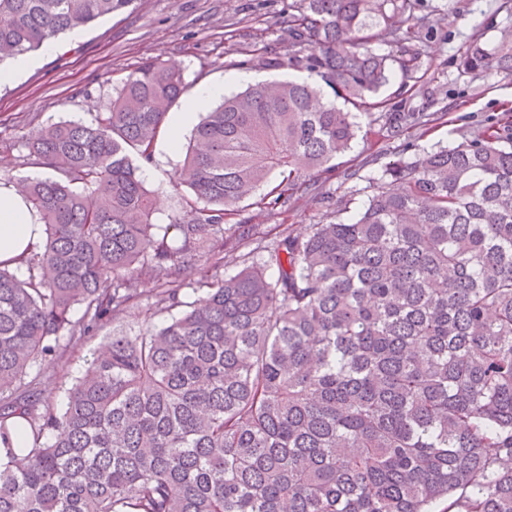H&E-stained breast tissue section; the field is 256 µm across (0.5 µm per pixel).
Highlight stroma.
I'll use <instances>...</instances> for the list:
<instances>
[{
  "label": "stroma",
  "instance_id": "stroma-1",
  "mask_svg": "<svg viewBox=\"0 0 512 512\" xmlns=\"http://www.w3.org/2000/svg\"><path fill=\"white\" fill-rule=\"evenodd\" d=\"M288 2L146 0L88 27L80 39L62 36L54 53L34 52L32 67L0 84V132L17 143L13 153L0 156V170L15 180L50 176V169L23 163L25 137L59 121H93L103 101L151 58L179 65L192 91L222 83L227 93H234L227 79L237 74L268 82L301 78V71L292 68L267 69L246 60L267 44L287 53L282 36ZM415 14L431 25L421 56L424 84L409 88L396 71L382 94L402 109L439 113V120L425 133L406 139L391 134L382 121L363 123L351 150L336 159L332 175L320 176L319 194L299 197L288 211L276 215L252 202L242 203L240 215L252 223L254 243L268 241L291 226L326 221L329 210L324 198L328 195L345 201L350 211H358L388 162L436 146L456 145L512 108V72L466 71L460 65L473 41L490 48L504 30H512V8H506L504 0H418ZM189 139V133H182L180 149L169 153L156 148L152 163L143 168L145 184L156 198L154 223H174L186 211L191 191L178 183L177 174ZM165 318V313L135 308L74 346L43 379L55 406L65 404L68 389L82 375L93 352L108 344L113 329L133 335L145 322Z\"/></svg>",
  "mask_w": 512,
  "mask_h": 512
}]
</instances>
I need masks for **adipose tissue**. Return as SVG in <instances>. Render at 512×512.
I'll return each mask as SVG.
<instances>
[{
    "instance_id": "ef3b65f1",
    "label": "adipose tissue",
    "mask_w": 512,
    "mask_h": 512,
    "mask_svg": "<svg viewBox=\"0 0 512 512\" xmlns=\"http://www.w3.org/2000/svg\"><path fill=\"white\" fill-rule=\"evenodd\" d=\"M220 84L203 85L185 101L183 108L170 123V137L166 150H173L179 133L191 126L197 114L212 100L222 97ZM44 226L34 209L26 202L18 188L0 187V262L19 266L43 235Z\"/></svg>"
}]
</instances>
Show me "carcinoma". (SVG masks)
Instances as JSON below:
<instances>
[{
    "label": "carcinoma",
    "instance_id": "1",
    "mask_svg": "<svg viewBox=\"0 0 512 512\" xmlns=\"http://www.w3.org/2000/svg\"><path fill=\"white\" fill-rule=\"evenodd\" d=\"M133 2L0 0V63ZM415 10L288 4V56L266 47L259 63L314 79L255 84L206 114L174 224L153 223L139 172L186 91L175 65L149 59L93 122L26 138L23 159L56 176L23 182L45 226L27 277L0 264V512H512L511 111L388 164L392 187L356 217L284 231L203 300L181 296L201 259L221 266L242 202L287 211L361 119L426 128L380 96L395 64L420 81ZM383 34L399 57L373 47ZM461 65L512 72V31ZM148 299L177 314L112 333L57 409L45 367Z\"/></svg>",
    "mask_w": 512,
    "mask_h": 512
}]
</instances>
